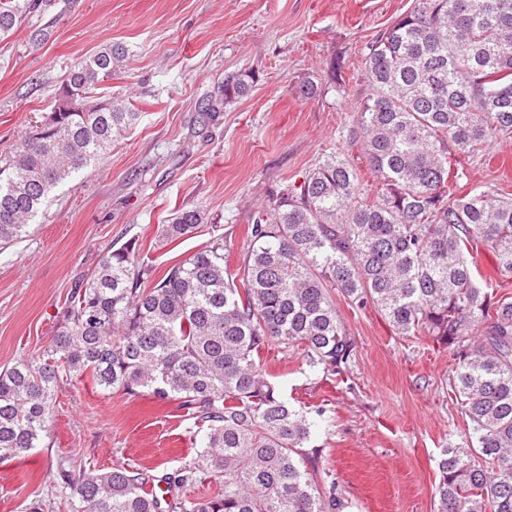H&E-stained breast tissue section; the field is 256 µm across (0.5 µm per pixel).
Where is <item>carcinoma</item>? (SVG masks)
Segmentation results:
<instances>
[{
    "instance_id": "cac0c4a2",
    "label": "carcinoma",
    "mask_w": 512,
    "mask_h": 512,
    "mask_svg": "<svg viewBox=\"0 0 512 512\" xmlns=\"http://www.w3.org/2000/svg\"><path fill=\"white\" fill-rule=\"evenodd\" d=\"M46 0H0V40ZM109 43L70 67L58 105L0 161V250L42 214L51 191L92 170L139 119L131 104L100 102L95 89L126 65ZM372 92L352 117L380 182L361 192L335 153L247 225L248 247L231 263L211 237L157 272L136 245L109 249L71 294L51 346L0 371V459L51 436L65 383L105 392L182 399L201 450L157 478L137 469L63 471L72 512H340L336 483L319 484L308 412L288 404L262 357L272 344L342 375L354 343L335 295L377 308L395 333L431 339L458 359L449 386L469 420L438 463V512H512V199L472 187L455 152H476L512 131V0H414L368 47ZM252 76L224 80L205 111L247 93ZM199 207L160 227L167 243L204 223ZM495 258L486 277L479 256ZM224 478L213 497L186 494L205 474ZM167 486L171 500L158 496Z\"/></svg>"
}]
</instances>
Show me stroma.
<instances>
[{
	"mask_svg": "<svg viewBox=\"0 0 512 512\" xmlns=\"http://www.w3.org/2000/svg\"><path fill=\"white\" fill-rule=\"evenodd\" d=\"M413 0H49L0 41V158L51 112L70 66L110 42L124 43L123 72L98 97L132 102L140 117L104 163L54 192L37 224L0 250V369L48 348L72 291L110 248L136 243L141 257L184 259L212 235L231 257L245 226L272 194L297 190L334 151L357 170L361 189L378 182L347 130L370 86L367 46ZM48 28L41 44L33 31ZM253 77L248 95L218 117L202 107L227 75ZM311 81L316 91L302 96ZM467 185L512 197V133L486 152L461 153ZM205 221L193 238L166 243L161 224L181 207ZM354 342L343 375L309 367L300 350L272 345L263 362L291 401L314 412L310 444L320 479L335 483L343 512H437L443 448L467 430L449 387L452 352L395 333L373 306L337 299ZM49 447L0 461V512H65L62 469L132 467L159 476L196 451L179 398L106 394L91 381L59 388Z\"/></svg>",
	"mask_w": 512,
	"mask_h": 512,
	"instance_id": "stroma-1",
	"label": "stroma"
}]
</instances>
